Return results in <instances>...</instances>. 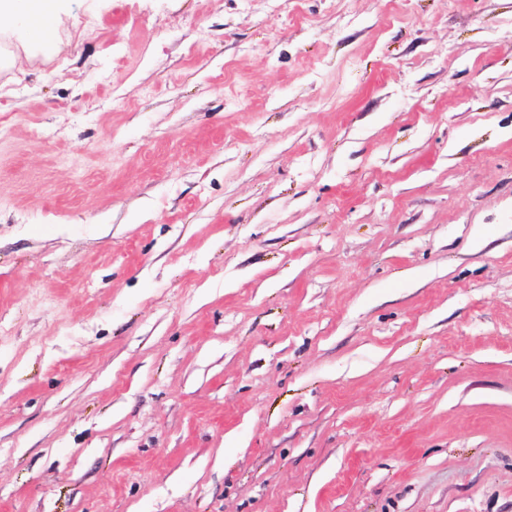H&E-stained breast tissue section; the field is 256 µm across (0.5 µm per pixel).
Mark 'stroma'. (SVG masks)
<instances>
[{"mask_svg":"<svg viewBox=\"0 0 512 512\" xmlns=\"http://www.w3.org/2000/svg\"><path fill=\"white\" fill-rule=\"evenodd\" d=\"M0 512H512V0L0 24Z\"/></svg>","mask_w":512,"mask_h":512,"instance_id":"stroma-1","label":"stroma"}]
</instances>
